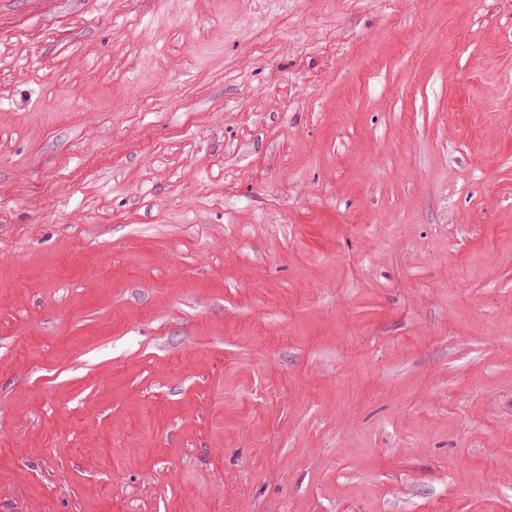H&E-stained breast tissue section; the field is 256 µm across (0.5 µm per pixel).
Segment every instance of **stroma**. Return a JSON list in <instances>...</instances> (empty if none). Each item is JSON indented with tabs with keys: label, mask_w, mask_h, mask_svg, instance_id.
<instances>
[{
	"label": "stroma",
	"mask_w": 512,
	"mask_h": 512,
	"mask_svg": "<svg viewBox=\"0 0 512 512\" xmlns=\"http://www.w3.org/2000/svg\"><path fill=\"white\" fill-rule=\"evenodd\" d=\"M0 512H512V0H0Z\"/></svg>",
	"instance_id": "stroma-1"
}]
</instances>
